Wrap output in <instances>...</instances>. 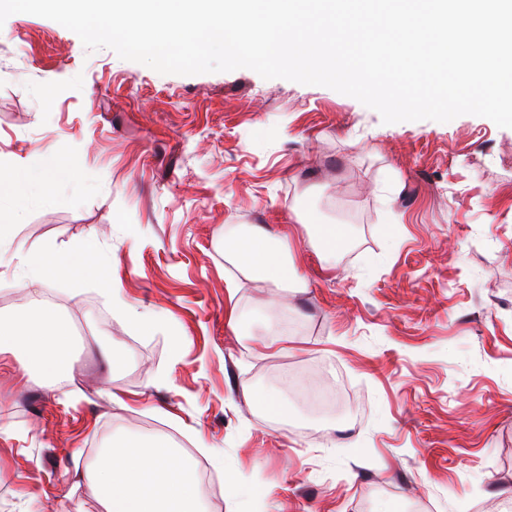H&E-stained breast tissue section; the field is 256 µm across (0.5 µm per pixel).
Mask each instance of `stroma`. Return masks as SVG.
Instances as JSON below:
<instances>
[{"label": "stroma", "instance_id": "1", "mask_svg": "<svg viewBox=\"0 0 512 512\" xmlns=\"http://www.w3.org/2000/svg\"><path fill=\"white\" fill-rule=\"evenodd\" d=\"M34 149L71 182L19 212L25 248L97 232L124 321L89 283L47 290L81 346L68 379L0 367V512H102L83 474L113 436L172 443L221 481L211 512H502L512 497V128L383 123L332 89L248 68L160 74L50 19L0 25V168ZM344 225L335 270L295 206ZM292 233L297 293L224 258L236 226ZM242 324L232 331L225 313ZM299 323L265 347L274 313ZM127 355L111 370L99 349ZM343 375L356 423L296 380ZM279 391L287 419L258 404Z\"/></svg>", "mask_w": 512, "mask_h": 512}]
</instances>
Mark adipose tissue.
<instances>
[{
  "label": "adipose tissue",
  "instance_id": "obj_1",
  "mask_svg": "<svg viewBox=\"0 0 512 512\" xmlns=\"http://www.w3.org/2000/svg\"><path fill=\"white\" fill-rule=\"evenodd\" d=\"M74 165L60 154L32 151L27 160L0 169V200H22L31 191H55L68 182ZM308 230L309 248L321 259L335 255L342 240L338 225L322 223L313 211L297 213ZM14 213L0 210V268L15 265L18 281L26 287L45 286L73 277L98 284L102 293L121 306L125 316L140 321L131 305L123 303L112 284L108 264L101 258L98 234H90L75 250L53 246L24 250L13 234ZM224 255L240 269L297 292L308 282L292 257L291 241L245 229L224 238ZM72 334L60 308L38 306L8 318L0 317V356H8L15 373L40 377L55 388L70 366ZM90 497L104 512H200L199 482L187 457L161 440L126 435L105 450L86 476Z\"/></svg>",
  "mask_w": 512,
  "mask_h": 512
}]
</instances>
